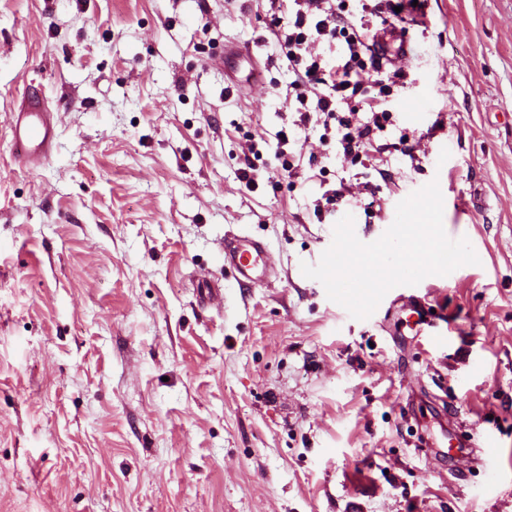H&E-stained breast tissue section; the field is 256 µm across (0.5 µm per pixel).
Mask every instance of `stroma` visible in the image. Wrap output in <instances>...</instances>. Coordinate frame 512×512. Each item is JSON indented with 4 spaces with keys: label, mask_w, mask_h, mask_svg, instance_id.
<instances>
[{
    "label": "stroma",
    "mask_w": 512,
    "mask_h": 512,
    "mask_svg": "<svg viewBox=\"0 0 512 512\" xmlns=\"http://www.w3.org/2000/svg\"><path fill=\"white\" fill-rule=\"evenodd\" d=\"M365 4L409 56L352 160L301 122L269 0H0V512H512V0ZM31 91L58 122L34 168ZM434 180L479 264L365 320L303 275L344 215L374 242ZM228 232L268 284L225 271ZM450 432L494 443L496 492ZM12 149L21 162L32 166L47 160L56 138V117L35 93L13 112ZM274 268L269 246L263 240L244 234L224 235V269L232 272L240 286L267 281Z\"/></svg>",
    "instance_id": "35a3bbf8"
}]
</instances>
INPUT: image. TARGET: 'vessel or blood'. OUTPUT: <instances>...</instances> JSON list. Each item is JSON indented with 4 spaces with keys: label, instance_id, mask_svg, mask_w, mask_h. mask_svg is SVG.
Returning a JSON list of instances; mask_svg holds the SVG:
<instances>
[{
    "label": "vessel or blood",
    "instance_id": "obj_1",
    "mask_svg": "<svg viewBox=\"0 0 512 512\" xmlns=\"http://www.w3.org/2000/svg\"><path fill=\"white\" fill-rule=\"evenodd\" d=\"M12 149L19 161L38 165L47 160L56 138V117L36 94L23 99L13 114ZM224 267L236 282L252 287L267 280L275 267L268 245L261 239L228 234L224 237Z\"/></svg>",
    "mask_w": 512,
    "mask_h": 512
}]
</instances>
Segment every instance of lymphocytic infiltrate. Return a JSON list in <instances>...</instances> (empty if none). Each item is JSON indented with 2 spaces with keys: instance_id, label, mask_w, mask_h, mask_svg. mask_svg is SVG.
<instances>
[{
  "instance_id": "obj_1",
  "label": "lymphocytic infiltrate",
  "mask_w": 512,
  "mask_h": 512,
  "mask_svg": "<svg viewBox=\"0 0 512 512\" xmlns=\"http://www.w3.org/2000/svg\"><path fill=\"white\" fill-rule=\"evenodd\" d=\"M271 6L277 11L273 18L277 41L295 67L292 89L297 102L312 105L326 118L337 119V143L343 155L361 157L366 141L382 128L389 113H373L369 121L355 126L349 119L338 117L339 106L348 102L350 94L367 89L374 90L377 99H387L397 83L396 76H384L382 58L367 42L368 19L352 23L346 0H271ZM337 39L344 40L347 52L335 66L310 56V45ZM365 71L371 78L367 86L360 80Z\"/></svg>"
}]
</instances>
